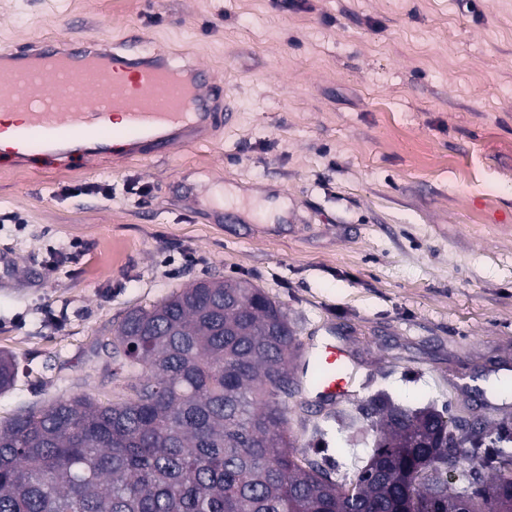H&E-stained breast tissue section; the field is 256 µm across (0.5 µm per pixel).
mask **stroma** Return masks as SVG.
Listing matches in <instances>:
<instances>
[{
    "instance_id": "35a3bbf8",
    "label": "stroma",
    "mask_w": 512,
    "mask_h": 512,
    "mask_svg": "<svg viewBox=\"0 0 512 512\" xmlns=\"http://www.w3.org/2000/svg\"><path fill=\"white\" fill-rule=\"evenodd\" d=\"M134 30L233 116L163 159L0 155L23 218L0 223V351L25 368L0 423L111 394L97 354L129 310L243 278L349 351L334 414L289 399L300 447L321 429L366 461L337 419L380 390L512 426V0H0V48Z\"/></svg>"
}]
</instances>
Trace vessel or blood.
<instances>
[{
    "instance_id": "1",
    "label": "vessel or blood",
    "mask_w": 512,
    "mask_h": 512,
    "mask_svg": "<svg viewBox=\"0 0 512 512\" xmlns=\"http://www.w3.org/2000/svg\"><path fill=\"white\" fill-rule=\"evenodd\" d=\"M215 98L200 65L176 66L160 53H111L91 40L40 43L0 54V107L15 115L0 128V143L17 163L37 154L92 155L111 142L130 155L163 156L207 137ZM304 361L325 371L321 400L342 402L350 392L345 350L328 342L309 348Z\"/></svg>"
}]
</instances>
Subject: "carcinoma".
Returning <instances> with one entry per match:
<instances>
[{
  "label": "carcinoma",
  "mask_w": 512,
  "mask_h": 512,
  "mask_svg": "<svg viewBox=\"0 0 512 512\" xmlns=\"http://www.w3.org/2000/svg\"><path fill=\"white\" fill-rule=\"evenodd\" d=\"M300 342L247 279L194 281L129 311L102 346L112 397L87 393L0 424V512H512V454H480L487 422L371 398L372 453L348 474L288 431ZM0 353V392L18 375ZM477 469L467 506L450 475Z\"/></svg>",
  "instance_id": "1"
}]
</instances>
